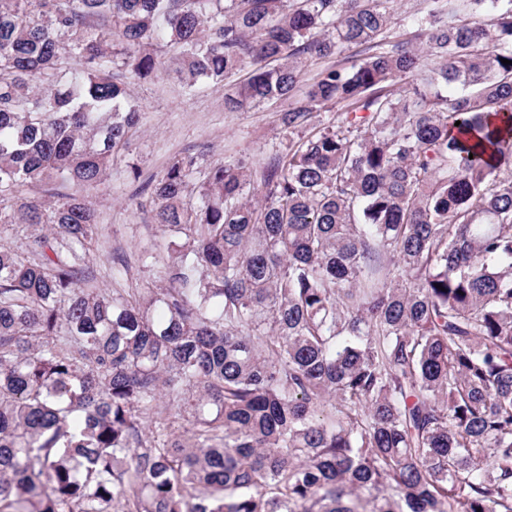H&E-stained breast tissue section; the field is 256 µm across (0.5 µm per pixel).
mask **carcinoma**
I'll return each mask as SVG.
<instances>
[{"label": "carcinoma", "mask_w": 512, "mask_h": 512, "mask_svg": "<svg viewBox=\"0 0 512 512\" xmlns=\"http://www.w3.org/2000/svg\"><path fill=\"white\" fill-rule=\"evenodd\" d=\"M392 2L0 0V512H512V0ZM161 40L229 111L325 66L269 166L152 182L168 287L98 288L23 190L102 182ZM391 7L392 29L394 32H402L409 29L412 19L425 10L426 3L423 0H394Z\"/></svg>", "instance_id": "1"}]
</instances>
